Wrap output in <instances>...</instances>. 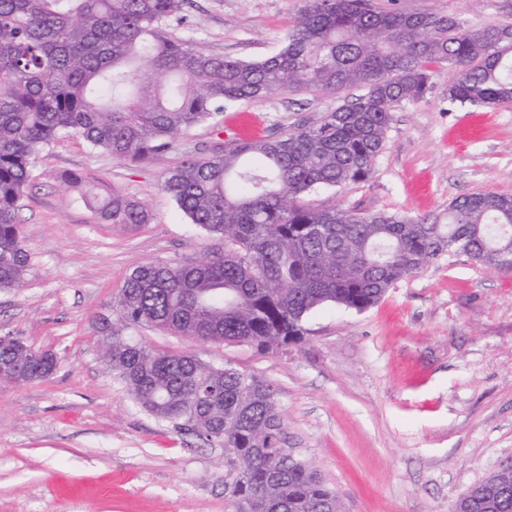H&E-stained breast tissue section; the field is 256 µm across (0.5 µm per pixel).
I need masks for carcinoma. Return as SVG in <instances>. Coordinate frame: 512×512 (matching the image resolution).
Returning a JSON list of instances; mask_svg holds the SVG:
<instances>
[{"mask_svg": "<svg viewBox=\"0 0 512 512\" xmlns=\"http://www.w3.org/2000/svg\"><path fill=\"white\" fill-rule=\"evenodd\" d=\"M189 0H0V290L30 265L18 220L33 164L66 135L136 163L170 151L228 103L286 91L361 87L317 125L235 140L168 169L162 186L217 248L204 261L141 264L102 319L103 358L146 412L233 456L232 512H342L336 493L283 450L274 386L225 364L154 351L123 334L152 325L203 343L258 349L301 341L317 307L362 312L399 280L464 245L481 265L512 271V196L458 197L445 217L322 210L318 188L372 177L393 112L432 88L430 65L456 72L452 103L512 102V28L453 17L305 0L282 48L261 61L209 55L166 32ZM64 181L111 224H146L134 198ZM55 354L16 336L0 346V381L50 375ZM451 512H512V467L469 489Z\"/></svg>", "mask_w": 512, "mask_h": 512, "instance_id": "carcinoma-1", "label": "carcinoma"}]
</instances>
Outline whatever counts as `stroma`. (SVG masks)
I'll list each match as a JSON object with an SVG mask.
<instances>
[{
  "label": "stroma",
  "mask_w": 512,
  "mask_h": 512,
  "mask_svg": "<svg viewBox=\"0 0 512 512\" xmlns=\"http://www.w3.org/2000/svg\"><path fill=\"white\" fill-rule=\"evenodd\" d=\"M472 27L512 26V0H373ZM305 0H193L168 29L207 54L277 53ZM454 75L393 114L371 179L307 196L358 216L447 212L473 192L512 194V103L453 105ZM340 98L284 92L228 105L146 164L92 150L76 136L40 154L19 220L31 267L0 291V335L56 354L49 377L0 381V512H228L222 448L141 409L103 360L101 317L130 270L194 263L213 241L178 209L163 173L215 139L273 137L318 124ZM82 173L135 198L149 223L110 224L61 177ZM129 336L160 352H193L277 390L286 447L309 461L344 512H450L473 486L512 464V271L444 254L367 310L327 305L301 342L273 350L194 344L150 325Z\"/></svg>",
  "instance_id": "1"
}]
</instances>
